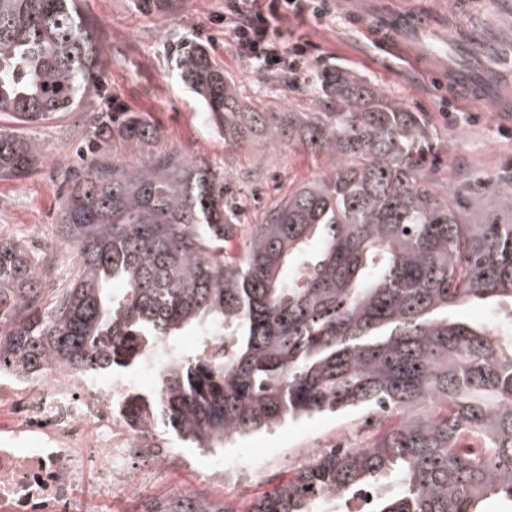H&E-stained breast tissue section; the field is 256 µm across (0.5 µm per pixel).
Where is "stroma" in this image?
<instances>
[{"label": "stroma", "mask_w": 512, "mask_h": 512, "mask_svg": "<svg viewBox=\"0 0 512 512\" xmlns=\"http://www.w3.org/2000/svg\"><path fill=\"white\" fill-rule=\"evenodd\" d=\"M329 13L290 27L308 40L310 64L268 70L236 50L218 20L224 0H181L178 9L147 12L138 0H79V8L96 29L102 46L101 81L71 112L29 124L25 132L43 146L40 163L26 179L0 180V238L22 240L36 255L49 258L46 287L55 288L74 270L75 252L63 244L57 217L67 183L82 173L91 119L110 101L125 112L146 116L157 127L161 144L191 160L239 175L241 223H257L261 210L300 183L327 174L326 157L307 154L284 142L258 139L230 148L224 135L206 121L198 98L176 78V45L192 41L208 48L236 83L242 105L280 112L319 110L322 98L314 80L317 71L338 69L377 85L386 96L414 112L426 113L434 138L443 150L436 162L441 184L483 189L480 208L464 203L466 218L489 222L500 212L493 183L512 172V110L498 112L456 96L443 81L448 76V29L461 17L448 10V0H332ZM394 14L419 18V26L395 30L391 49L374 43L368 27L385 26ZM389 414L376 424L363 409L329 413L255 432L227 443L226 461L251 470L244 482L211 477L209 448H191L173 432L155 431L157 442L190 458L164 477L236 512H246L261 493L288 480L296 471L292 449L326 447L336 440L350 446L370 443L379 427H392Z\"/></svg>", "instance_id": "obj_1"}]
</instances>
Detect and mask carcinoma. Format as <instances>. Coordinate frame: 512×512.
<instances>
[{
    "mask_svg": "<svg viewBox=\"0 0 512 512\" xmlns=\"http://www.w3.org/2000/svg\"><path fill=\"white\" fill-rule=\"evenodd\" d=\"M101 55L78 0H0V115L73 111ZM175 73L225 144L298 143L331 172L271 203L227 255L233 176L156 146V127L127 114L120 138L146 155H92L60 210L79 261L67 287L47 300L41 257L0 239V367L114 373L193 333L199 351L162 364L156 390L131 392L126 420L221 448L287 419L420 408L364 447L320 452L250 512H316L369 490L371 512L512 507V327L452 317L480 303L512 315V177L495 182L508 219L477 224L435 179L423 114L380 88L328 69L324 110L264 112L241 106L204 48L179 54ZM41 154L0 132V179H25ZM146 512L232 510L183 493Z\"/></svg>",
    "mask_w": 512,
    "mask_h": 512,
    "instance_id": "carcinoma-1",
    "label": "carcinoma"
}]
</instances>
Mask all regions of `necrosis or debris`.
Instances as JSON below:
<instances>
[{
	"mask_svg": "<svg viewBox=\"0 0 512 512\" xmlns=\"http://www.w3.org/2000/svg\"><path fill=\"white\" fill-rule=\"evenodd\" d=\"M171 353L156 342L117 377L0 369V417L10 420L0 434V512H112L114 496L155 497L177 458L123 412L128 391L149 385Z\"/></svg>",
	"mask_w": 512,
	"mask_h": 512,
	"instance_id": "4bbe7bcc",
	"label": "necrosis or debris"
}]
</instances>
